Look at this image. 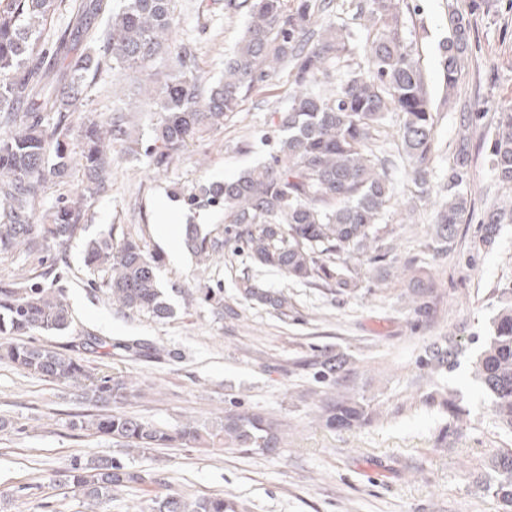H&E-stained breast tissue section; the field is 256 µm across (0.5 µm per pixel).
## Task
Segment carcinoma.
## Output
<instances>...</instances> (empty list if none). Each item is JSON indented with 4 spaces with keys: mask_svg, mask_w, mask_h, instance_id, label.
<instances>
[{
    "mask_svg": "<svg viewBox=\"0 0 512 512\" xmlns=\"http://www.w3.org/2000/svg\"><path fill=\"white\" fill-rule=\"evenodd\" d=\"M470 2L467 10L448 6L439 74L449 89L458 86L473 51V16L491 7L490 0ZM243 7L247 20L224 59V77L207 85L197 73L194 50L175 37L177 0H0V258L39 251L51 242L63 247L75 238L87 200L111 186L113 145L144 155L154 171L164 172L284 67L293 91L271 113L270 159L183 194L192 207L224 209V246L256 267L349 297L360 288L362 264L390 274L393 172L406 163L411 193L436 197L429 247L437 254L448 252L457 225L469 214V131L483 114L461 110L452 162L436 178L437 115L419 61L401 32L408 0H364L361 10L370 28L363 44L346 22L317 20L331 12V0H294L291 5L288 0H224L227 12ZM57 16L68 21L58 25ZM109 63L156 105L159 118L152 138L143 146L130 139L129 113L136 109L130 99L105 120L83 121L79 151L73 152L74 114L84 111L97 72ZM391 112L400 117L401 152L396 155L379 145ZM490 162L496 178L512 185V104L498 109ZM74 163L82 170L80 193L41 211L47 191L63 182ZM510 219V208L490 211L474 250L492 248L500 224ZM185 242L203 260L218 253V242L193 226L187 228ZM85 263L104 275L112 304L119 309L157 321L174 316L157 275L160 259L145 252L140 241H116L110 235L91 240ZM238 288L244 302L288 316L291 300L285 291L264 287L247 271ZM500 297L504 301L474 369L490 396L494 428L512 434V289H502ZM409 306L421 318L432 310L423 288L413 291ZM71 326L64 290L49 281L48 273L21 287L0 282V360L47 381L78 387L95 407L112 406L108 413L80 416L71 422L73 428L134 448L201 444L220 436L205 435L189 421L161 427L128 413L123 405L136 396L135 381L100 375L81 359L31 340ZM119 349L138 357L159 355L157 347L144 342ZM461 351L448 337L431 344L420 360L423 375L432 382L447 376ZM350 364L343 354L328 356L315 373L333 388L320 396L318 405L317 418L327 428L353 429L375 416L345 385ZM422 403L447 415L440 439L457 430L463 412L447 390L424 394ZM220 437L228 450L274 454L283 433L270 416L229 409ZM494 467L500 479L493 494L501 512H512V451L498 455ZM62 478L64 485L98 505L116 491L152 481L119 460L96 457L74 458ZM153 503L151 512H249L244 503L218 496L188 502L167 494Z\"/></svg>",
    "mask_w": 512,
    "mask_h": 512,
    "instance_id": "obj_1",
    "label": "carcinoma"
}]
</instances>
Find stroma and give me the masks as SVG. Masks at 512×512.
I'll list each match as a JSON object with an SVG mask.
<instances>
[{"mask_svg":"<svg viewBox=\"0 0 512 512\" xmlns=\"http://www.w3.org/2000/svg\"><path fill=\"white\" fill-rule=\"evenodd\" d=\"M402 33L420 60L426 86L440 101L436 169L450 164L463 106L512 101V0H493L474 18L473 54L454 92H446L437 67L439 42L447 36L448 0H415ZM245 10L225 12L224 0H178L177 38L195 47L196 69L206 83L224 75V58L246 22ZM290 77L281 70L256 88L223 128L204 136L164 173L145 157L114 154L112 185L85 207L82 230L66 247L0 259V282L52 269L73 309L74 328L39 335L36 343L80 358L95 371L127 376L141 386L126 409L161 426L191 421L219 427L230 408L263 413L284 428V450L270 456L242 454L193 443L176 448H126L110 438L71 429L75 415L89 408L78 391L0 363V512H146L153 499L175 491L186 500L229 496L250 512H499L491 492L496 454L512 448V436L492 425L490 399L473 375V363L490 334L498 310L495 289L512 287V224L502 225L492 249L478 252L473 241L493 208L512 201V186L491 170L489 146L496 112H486L471 134V207L448 254L429 248L433 203L409 194L404 170H397V201L389 222L399 238L396 272L374 277L360 269V290L334 296L320 287L286 280L274 270L255 269L268 287L286 289L293 307L280 316L261 306H240V260L221 266L196 261L189 251L166 254L158 230V206L167 202L194 224L224 237V212L191 209L180 191L230 179L268 159L265 139L271 112L288 96ZM133 84L103 68L86 103L91 117L111 116L118 96ZM132 236L161 256L159 280L170 289L175 318L159 322L145 313L122 312L101 280L85 264L89 240L104 233ZM223 288L224 303L242 310L231 319L202 302L205 287ZM429 289L434 312L419 319L408 301L413 289ZM113 344L112 354L82 346L85 332ZM446 336L463 345L443 383L465 413L459 434L439 443L445 416L416 406L419 358ZM155 344L160 354L138 358L125 343ZM353 360L348 383L377 416L361 429L325 428L315 420L314 395L326 384L314 377L325 355ZM112 456L128 468L155 475L156 483L115 492L104 507L81 494L52 487L48 479L74 456Z\"/></svg>","mask_w":512,"mask_h":512,"instance_id":"35a3bbf8","label":"stroma"}]
</instances>
